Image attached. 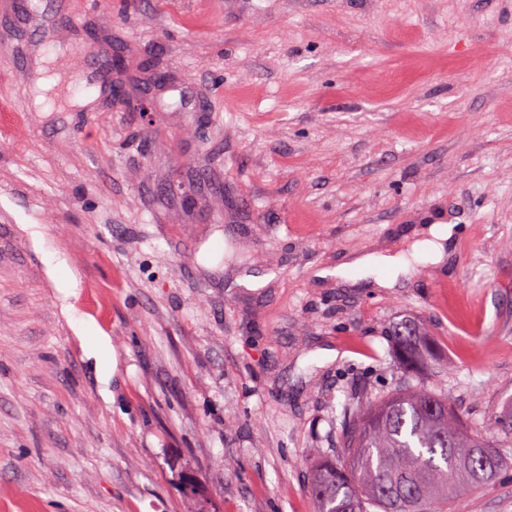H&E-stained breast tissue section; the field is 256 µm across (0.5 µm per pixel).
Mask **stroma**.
Masks as SVG:
<instances>
[{
    "label": "stroma",
    "instance_id": "35a3bbf8",
    "mask_svg": "<svg viewBox=\"0 0 512 512\" xmlns=\"http://www.w3.org/2000/svg\"><path fill=\"white\" fill-rule=\"evenodd\" d=\"M1 25L0 512H314L343 405L409 384L497 440L512 0H0ZM116 53L168 76L155 112L113 104ZM196 181L190 215L173 195ZM439 221L464 246L445 269L318 277ZM404 318L430 335L425 366L397 356ZM503 454L452 512H512ZM86 336H82L86 346L92 356L95 357L98 370L101 374L106 376L111 370L112 366V354L109 348V341L106 336L100 334H94L93 336L88 335L87 326L84 325Z\"/></svg>",
    "mask_w": 512,
    "mask_h": 512
}]
</instances>
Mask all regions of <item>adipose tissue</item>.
<instances>
[{
    "instance_id": "adipose-tissue-1",
    "label": "adipose tissue",
    "mask_w": 512,
    "mask_h": 512,
    "mask_svg": "<svg viewBox=\"0 0 512 512\" xmlns=\"http://www.w3.org/2000/svg\"><path fill=\"white\" fill-rule=\"evenodd\" d=\"M411 257L401 255L366 254L352 262L342 264L335 269L337 276L343 277L355 273L358 278H375L378 286L392 288L407 276L411 260L444 265L447 258V244L454 236V227L450 224H430L417 232Z\"/></svg>"
}]
</instances>
